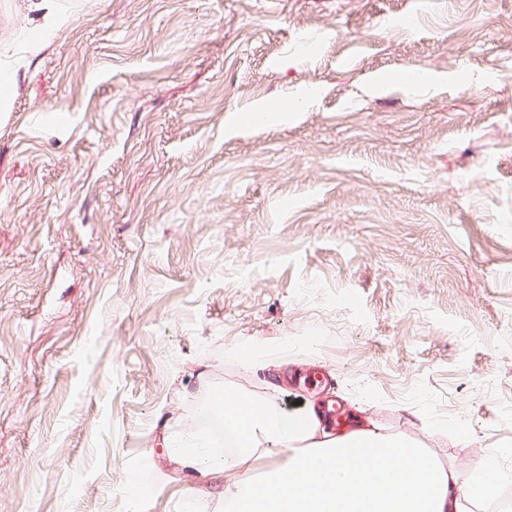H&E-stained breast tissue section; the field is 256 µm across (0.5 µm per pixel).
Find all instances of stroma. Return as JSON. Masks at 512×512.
<instances>
[{
  "mask_svg": "<svg viewBox=\"0 0 512 512\" xmlns=\"http://www.w3.org/2000/svg\"><path fill=\"white\" fill-rule=\"evenodd\" d=\"M23 4L0 512H221L164 440L224 389L512 473V0H54L48 33Z\"/></svg>",
  "mask_w": 512,
  "mask_h": 512,
  "instance_id": "1",
  "label": "stroma"
}]
</instances>
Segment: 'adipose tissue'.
<instances>
[{
  "instance_id": "adipose-tissue-1",
  "label": "adipose tissue",
  "mask_w": 512,
  "mask_h": 512,
  "mask_svg": "<svg viewBox=\"0 0 512 512\" xmlns=\"http://www.w3.org/2000/svg\"><path fill=\"white\" fill-rule=\"evenodd\" d=\"M209 404L223 414L237 453L215 457L178 442L172 448L196 472L234 474L224 488V512H465V501L491 498L502 480L484 462L461 484L455 469L399 435L357 428L327 435L313 405L289 413L229 390L212 393ZM271 444L285 447L287 460L252 480L249 460Z\"/></svg>"
}]
</instances>
